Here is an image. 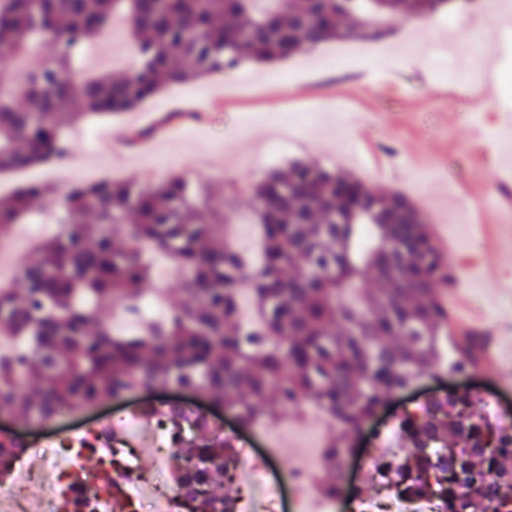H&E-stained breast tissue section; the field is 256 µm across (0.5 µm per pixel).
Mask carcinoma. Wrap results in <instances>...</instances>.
Wrapping results in <instances>:
<instances>
[{
    "label": "carcinoma",
    "instance_id": "carcinoma-1",
    "mask_svg": "<svg viewBox=\"0 0 512 512\" xmlns=\"http://www.w3.org/2000/svg\"><path fill=\"white\" fill-rule=\"evenodd\" d=\"M454 11L450 0H0V65L50 44L19 82H0V173L71 154L78 123L129 111L177 86L287 59L326 42H373L396 15ZM115 15L131 24L133 75L92 76L76 88L77 51ZM80 108H75V100ZM261 227L252 266L224 236L238 191L202 189L183 175L159 182L77 181L63 190L58 231L22 259L0 288V336L26 349L0 355V413L49 421L139 387L189 388L244 425L312 404L335 422L321 467L324 490L342 492L344 458L363 422L427 373L475 367L481 340L448 359L443 290L455 277L420 210L402 193L374 189L318 164L293 162L249 186ZM55 186L30 182L0 203V233L21 223ZM172 258L184 302L144 331L115 334L96 316L106 302L132 305L153 281L143 248ZM249 286L262 330L238 319ZM37 383L30 395L18 377ZM171 450L170 480L184 512H238L235 442L199 409L179 403L124 412ZM401 452L373 469L374 503L426 501L431 512H512V426L484 400L454 388L394 417ZM128 446L121 423L82 445ZM26 448L0 437V473Z\"/></svg>",
    "mask_w": 512,
    "mask_h": 512
}]
</instances>
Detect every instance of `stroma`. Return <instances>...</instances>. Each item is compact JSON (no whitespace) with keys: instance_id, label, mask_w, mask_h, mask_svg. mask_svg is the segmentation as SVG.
Listing matches in <instances>:
<instances>
[{"instance_id":"1","label":"stroma","mask_w":512,"mask_h":512,"mask_svg":"<svg viewBox=\"0 0 512 512\" xmlns=\"http://www.w3.org/2000/svg\"><path fill=\"white\" fill-rule=\"evenodd\" d=\"M512 19V0H479L477 6L440 17L390 20V33L369 43L327 42L313 53L267 66L238 70L165 88L143 106L158 116L183 109L204 113V122H175L160 144L147 150L125 144L121 133L136 125L124 112L88 121L71 133L72 153L62 169L78 179L157 181L183 174L211 186L237 188L232 231H245V252L257 257L259 226L248 192L263 173L300 160L350 171L371 187L405 193L420 209L438 242L468 262L470 298L502 348L512 347V244L486 254L475 220L497 216L498 191L512 172V42L490 32L492 19ZM133 40L104 33L87 47L69 73L128 75ZM223 99V108L213 106ZM296 114L293 143L277 136L274 119ZM486 163L474 168L472 157ZM485 183L468 194L467 182ZM448 381L430 376L401 393L367 423L345 471L363 494L374 492L369 470L359 463L375 434L403 408L415 407ZM115 404L57 419L26 437L30 448L51 447L56 435H80Z\"/></svg>"}]
</instances>
